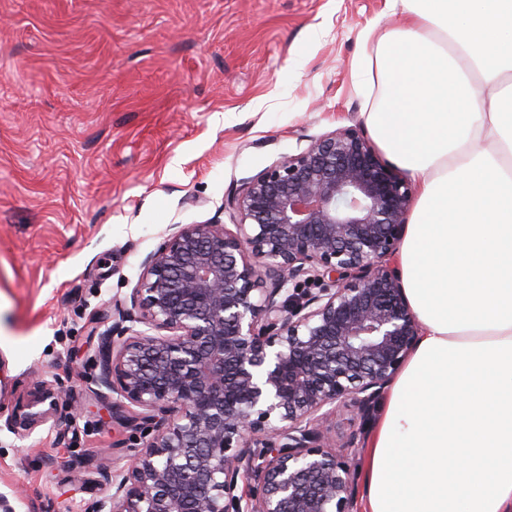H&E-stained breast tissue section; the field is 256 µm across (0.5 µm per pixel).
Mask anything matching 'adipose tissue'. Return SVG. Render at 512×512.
Returning a JSON list of instances; mask_svg holds the SVG:
<instances>
[{
	"instance_id": "obj_1",
	"label": "adipose tissue",
	"mask_w": 512,
	"mask_h": 512,
	"mask_svg": "<svg viewBox=\"0 0 512 512\" xmlns=\"http://www.w3.org/2000/svg\"><path fill=\"white\" fill-rule=\"evenodd\" d=\"M366 119L418 197L398 253L420 326L368 450L365 512H512V0H391Z\"/></svg>"
}]
</instances>
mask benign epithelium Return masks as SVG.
<instances>
[{"mask_svg": "<svg viewBox=\"0 0 512 512\" xmlns=\"http://www.w3.org/2000/svg\"><path fill=\"white\" fill-rule=\"evenodd\" d=\"M412 202L406 174L347 126L229 189L233 228L169 234L112 301L90 380L142 450L126 470L87 463L104 488L83 512H356L332 418L353 412L354 447L418 345L389 264ZM60 400L43 382L7 423L26 436Z\"/></svg>", "mask_w": 512, "mask_h": 512, "instance_id": "benign-epithelium-1", "label": "benign epithelium"}]
</instances>
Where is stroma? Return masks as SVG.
I'll use <instances>...</instances> for the list:
<instances>
[{"instance_id":"stroma-1","label":"stroma","mask_w":512,"mask_h":512,"mask_svg":"<svg viewBox=\"0 0 512 512\" xmlns=\"http://www.w3.org/2000/svg\"><path fill=\"white\" fill-rule=\"evenodd\" d=\"M389 0H0L4 410L61 380L63 412L0 418V503L81 512L86 461L141 443L89 391L112 302L174 224H231L224 194L339 127L366 128L362 31ZM62 383L59 380L54 382H43L37 385L33 400L27 405L31 409L38 405L47 403V408L38 411H25L17 409L7 418L8 425L20 436H26L33 432L37 427L46 424L53 419L59 409L60 400H62Z\"/></svg>"}]
</instances>
